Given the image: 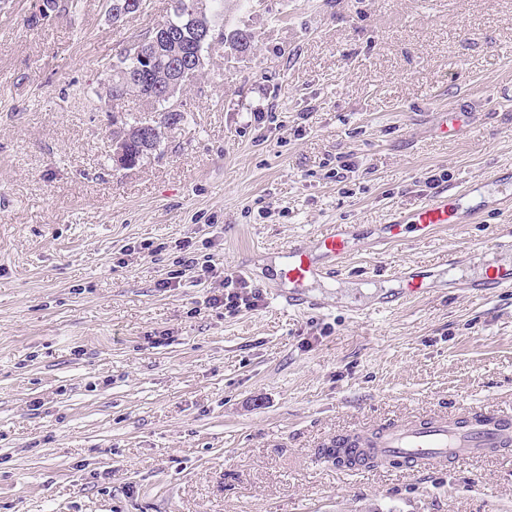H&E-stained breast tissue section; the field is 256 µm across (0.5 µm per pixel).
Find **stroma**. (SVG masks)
I'll use <instances>...</instances> for the list:
<instances>
[{
    "instance_id": "1",
    "label": "stroma",
    "mask_w": 512,
    "mask_h": 512,
    "mask_svg": "<svg viewBox=\"0 0 512 512\" xmlns=\"http://www.w3.org/2000/svg\"><path fill=\"white\" fill-rule=\"evenodd\" d=\"M217 43L156 152L113 167L102 65L171 13L0 0V512H512L498 455L346 472L337 435L512 412V289L432 288L383 306L378 264L493 247L512 211L377 254L374 230L512 167V0H226ZM469 113L455 139L441 113ZM359 170L336 181V155ZM327 224L359 249L317 309L273 297L280 252ZM212 254L186 271L180 241ZM247 264L257 309L209 306Z\"/></svg>"
}]
</instances>
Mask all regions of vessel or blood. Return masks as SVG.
<instances>
[{
    "label": "vessel or blood",
    "mask_w": 512,
    "mask_h": 512,
    "mask_svg": "<svg viewBox=\"0 0 512 512\" xmlns=\"http://www.w3.org/2000/svg\"><path fill=\"white\" fill-rule=\"evenodd\" d=\"M512 203V170L500 171L479 181L466 180L455 187L427 195L413 210L402 211L382 225L381 240L391 245L409 239L419 242L438 229L456 224H473L485 214ZM358 246L357 231L351 224H329L312 242L294 240L283 250L281 283L287 284L284 300L293 306L308 302L310 288L331 277H340ZM496 251L507 253V260L495 263L485 272L473 275L464 268L463 258L449 256L448 278L438 282L430 269L408 265L392 273L402 284L400 291L385 296L394 304L445 285L481 293L490 288H512V236L500 240ZM353 450L397 460L416 472L427 471L437 462L501 453L512 446V413L474 418L459 424L455 418H434L428 422L397 425L374 435L354 431L348 441Z\"/></svg>",
    "instance_id": "obj_1"
}]
</instances>
